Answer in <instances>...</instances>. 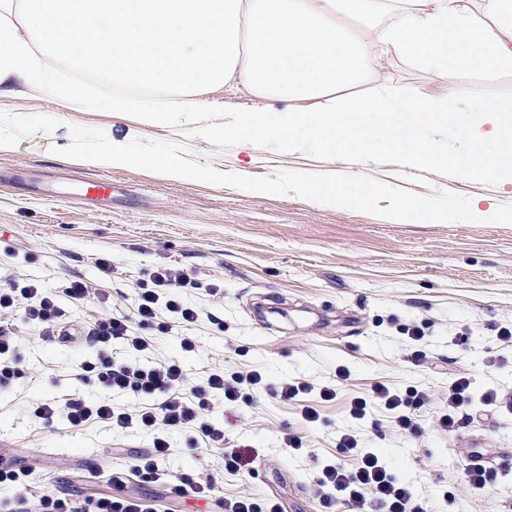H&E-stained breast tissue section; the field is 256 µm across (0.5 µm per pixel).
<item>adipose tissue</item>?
Listing matches in <instances>:
<instances>
[{
	"label": "adipose tissue",
	"mask_w": 512,
	"mask_h": 512,
	"mask_svg": "<svg viewBox=\"0 0 512 512\" xmlns=\"http://www.w3.org/2000/svg\"><path fill=\"white\" fill-rule=\"evenodd\" d=\"M49 56L103 77L116 94H83L47 66ZM380 60L434 77L512 70V0H0V99L22 84L75 110L122 116L124 89L166 90L171 103L139 121L329 157L392 154L413 168H455L431 136L453 125L472 158L464 176L512 178V156L482 161L486 142L512 147L511 104L466 114L393 94L350 96ZM229 83L292 107L202 124L194 92Z\"/></svg>",
	"instance_id": "1"
}]
</instances>
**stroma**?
<instances>
[{"mask_svg": "<svg viewBox=\"0 0 512 512\" xmlns=\"http://www.w3.org/2000/svg\"><path fill=\"white\" fill-rule=\"evenodd\" d=\"M375 72L378 82L402 94L444 99L457 111H473L491 99L512 102L511 72L465 78L451 73L436 80L386 61ZM464 80L470 96L452 97L453 86ZM196 100L215 121L228 112L288 108L285 101H256L229 85L199 93ZM73 124L124 142H182L198 162L231 173L338 172L424 197L454 192L477 203L486 219L394 224L293 194H244L132 167L73 164L56 154L70 144ZM0 136L14 142L0 152V288L28 282L60 294L67 327L77 335L68 343L46 340L22 318L14 320L24 375L0 390V444L10 448L16 466L38 464L26 495L106 491L102 476L110 467L149 450L151 439L141 431L116 433L99 423L48 427L34 410L67 394L117 405L133 402V395L110 394L78 373L93 355L86 338L90 325L131 315L137 288L160 265L191 276L181 294L202 311L190 329L198 349L184 352L174 333L156 337L148 358L180 359L192 379L221 363L230 370L260 371L273 382L320 385L334 382L342 365L358 392L381 381L439 393L459 373L469 378L473 397L492 387L512 392V346L496 339L500 328L512 327V224L488 219L499 206L512 204L511 182L413 169L394 156L331 158L309 147L268 145L247 150L231 138L218 143L189 136L176 124L144 125L133 113L68 110L23 87L0 101ZM105 177L112 181L109 202L79 199L82 184ZM101 257L112 259L115 273L101 272ZM75 278L96 288V298L74 303L63 297L64 285ZM214 288L222 299H213ZM414 326L423 329L430 357L420 367L406 360L405 331ZM346 402L341 396L324 405L309 429L293 401L263 394L251 406H217L215 420L223 423L229 445L253 456L252 470L226 473L222 449L194 446L192 432L176 431L167 469L198 474L211 484V500L171 494L169 487L141 482L131 473L125 490L157 512H222L224 499L244 493L278 501L283 512H321L314 476L324 461L338 457L336 437L350 428L393 476L413 485L425 512H512V407L460 422L453 433L435 426V407H423L415 415L425 434L415 441L396 433L379 409L351 420ZM289 430L305 435L306 452L281 448L280 437ZM473 448L498 461L497 480L484 491L463 481Z\"/></svg>", "mask_w": 512, "mask_h": 512, "instance_id": "stroma-1", "label": "stroma"}]
</instances>
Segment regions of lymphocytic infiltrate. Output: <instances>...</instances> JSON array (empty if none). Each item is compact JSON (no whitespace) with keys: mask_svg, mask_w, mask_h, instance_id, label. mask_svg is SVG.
I'll use <instances>...</instances> for the list:
<instances>
[{"mask_svg":"<svg viewBox=\"0 0 512 512\" xmlns=\"http://www.w3.org/2000/svg\"><path fill=\"white\" fill-rule=\"evenodd\" d=\"M189 282L182 269L157 267L150 284L138 289L132 316L111 318L89 330L94 356L82 364V380L115 394H133L135 403L119 407L105 401L91 403L69 394L46 401L35 411L36 418L49 426L59 423L80 428L95 422L116 432L138 429L151 435L150 450L133 456L127 472L109 475L112 492L78 498L46 493L2 502L0 512H149L146 503L124 492L125 475L129 472L145 483L169 482L171 493L176 495L188 493L199 500L209 499L211 484L199 480L196 474L169 477L163 466L170 450L169 435L175 430L193 431L205 447L223 449L225 472H243L249 468L251 459L241 451L228 449L224 427L214 422L213 411L220 403L253 404L261 393L300 402L301 417L311 427L319 420L320 410L318 404L304 403V395L315 391L320 402H329L345 392L349 395L351 419L362 420L377 407L390 415L398 433L415 440L423 437L424 430L414 417L412 406L439 404L435 425L448 432L473 409L470 381L462 375L456 377L447 395L438 398L423 389L402 390L384 382L375 383L365 395L351 392V374L343 366L336 370L335 385L317 388L306 381L270 384L259 371H233L220 365L211 368L202 381L195 382L180 361L143 364L141 354L153 346L151 334L166 335L173 328L198 322L200 309L177 294ZM94 293L87 282L74 280L65 287L63 295L82 302ZM60 296L32 284L0 289L1 389L22 375L17 357L19 336L10 315L22 311L25 323L37 326L43 335H59L65 316ZM117 342L125 349V357L116 356L113 345ZM336 446L342 453L341 459L325 464L314 479L315 493L324 512H335L341 494L349 502L370 506L372 512H424L412 487L397 480L374 452L363 448L355 433L342 432Z\"/></svg>","mask_w":512,"mask_h":512,"instance_id":"f902f5d3","label":"lymphocytic infiltrate"}]
</instances>
